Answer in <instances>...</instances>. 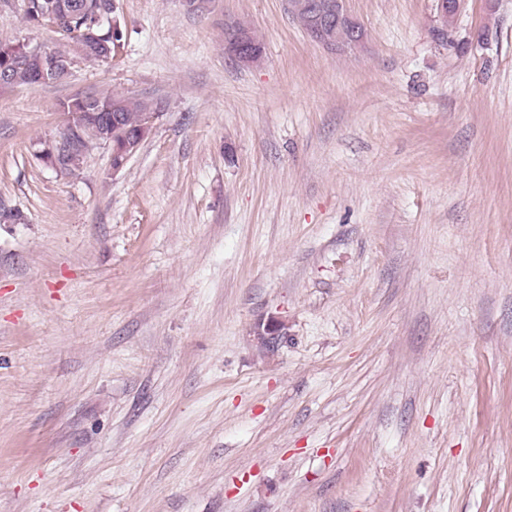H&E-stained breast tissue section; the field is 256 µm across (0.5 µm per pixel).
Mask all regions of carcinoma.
Returning a JSON list of instances; mask_svg holds the SVG:
<instances>
[{
  "label": "carcinoma",
  "instance_id": "obj_1",
  "mask_svg": "<svg viewBox=\"0 0 512 512\" xmlns=\"http://www.w3.org/2000/svg\"><path fill=\"white\" fill-rule=\"evenodd\" d=\"M328 0H288V13L302 29H307L314 7ZM25 21L36 26L40 21L55 25L57 35L54 45L45 47L60 60L84 59L107 61L112 58L114 41H122L123 30L112 10V0H21ZM332 48L349 44L351 30L345 24L333 23L328 28ZM40 53L37 47L26 43L0 42V89L40 84ZM161 102L135 95L85 92L67 97L56 104L60 114L79 113L77 121L85 138L91 139L100 132L101 117L118 112L124 129L136 134L143 129L145 113L155 112ZM65 159L55 167L57 156L52 152L41 155L44 166L56 175L73 177L86 163L81 143L64 148Z\"/></svg>",
  "mask_w": 512,
  "mask_h": 512
}]
</instances>
